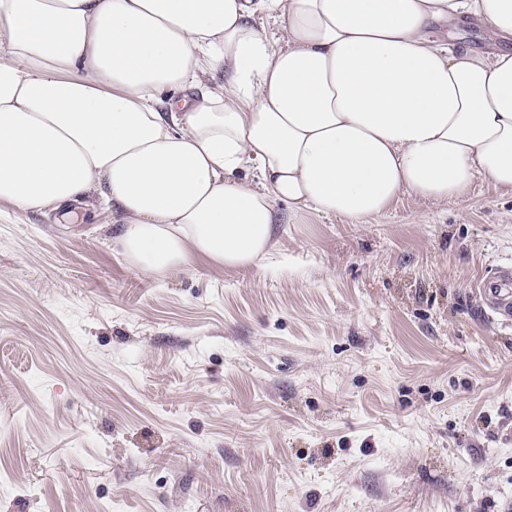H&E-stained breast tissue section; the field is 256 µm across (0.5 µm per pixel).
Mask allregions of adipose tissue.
<instances>
[{
  "label": "adipose tissue",
  "instance_id": "1",
  "mask_svg": "<svg viewBox=\"0 0 512 512\" xmlns=\"http://www.w3.org/2000/svg\"><path fill=\"white\" fill-rule=\"evenodd\" d=\"M467 16L493 51L433 40ZM479 178L512 194V0H0V203L103 201L147 277Z\"/></svg>",
  "mask_w": 512,
  "mask_h": 512
}]
</instances>
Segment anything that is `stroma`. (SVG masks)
Instances as JSON below:
<instances>
[{
	"instance_id": "35a3bbf8",
	"label": "stroma",
	"mask_w": 512,
	"mask_h": 512,
	"mask_svg": "<svg viewBox=\"0 0 512 512\" xmlns=\"http://www.w3.org/2000/svg\"><path fill=\"white\" fill-rule=\"evenodd\" d=\"M136 273L103 206L0 212V512H512V196ZM477 288L495 313L510 316L512 312V264L497 267L490 276L477 285Z\"/></svg>"
}]
</instances>
